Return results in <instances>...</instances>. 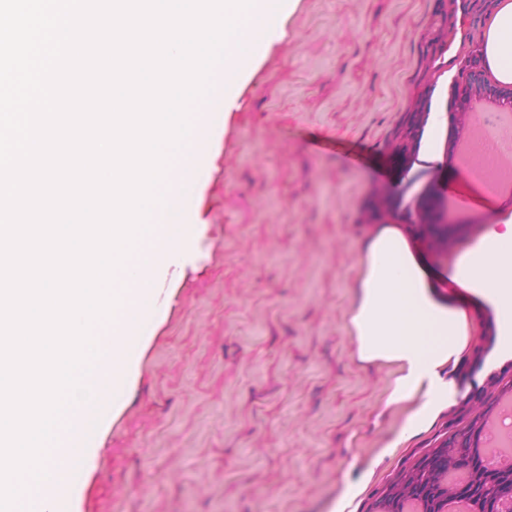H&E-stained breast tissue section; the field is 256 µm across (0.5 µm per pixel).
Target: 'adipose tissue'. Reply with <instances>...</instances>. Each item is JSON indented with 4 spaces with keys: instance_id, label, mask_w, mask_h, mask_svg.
<instances>
[{
    "instance_id": "obj_1",
    "label": "adipose tissue",
    "mask_w": 512,
    "mask_h": 512,
    "mask_svg": "<svg viewBox=\"0 0 512 512\" xmlns=\"http://www.w3.org/2000/svg\"><path fill=\"white\" fill-rule=\"evenodd\" d=\"M480 55L489 72L512 83V0L487 18ZM472 204L494 212L476 241L448 269L431 265L423 246L401 224L378 225L365 244L346 330L356 358L392 366L386 406L409 411L392 447L429 427L459 393L458 367L478 326L474 304L490 307L497 342L490 366L512 359V213L475 189Z\"/></svg>"
}]
</instances>
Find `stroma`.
<instances>
[{
	"label": "stroma",
	"instance_id": "stroma-1",
	"mask_svg": "<svg viewBox=\"0 0 512 512\" xmlns=\"http://www.w3.org/2000/svg\"><path fill=\"white\" fill-rule=\"evenodd\" d=\"M497 0H296L279 40L243 76L239 107L209 132L198 212L201 257L155 279L158 314L121 411L85 441L91 454L60 512H333L365 480L369 512L433 448L445 410L407 446L380 451L403 408H384L390 367L363 366L346 331L361 244L373 225H408L444 268L482 230L449 206L443 242L420 219L446 169L391 153L412 112H442L459 143L462 67ZM459 368L462 398L512 379L487 369L496 320Z\"/></svg>",
	"mask_w": 512,
	"mask_h": 512
}]
</instances>
